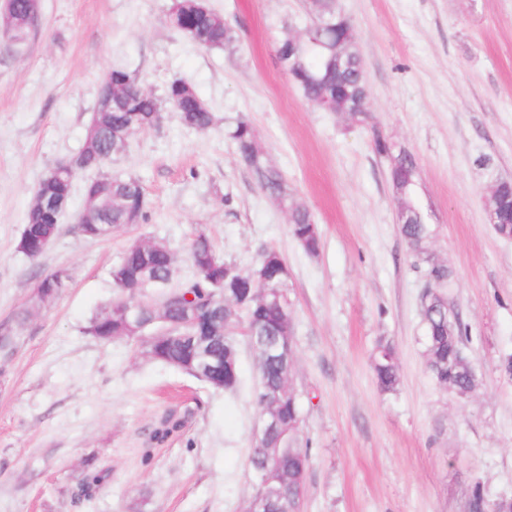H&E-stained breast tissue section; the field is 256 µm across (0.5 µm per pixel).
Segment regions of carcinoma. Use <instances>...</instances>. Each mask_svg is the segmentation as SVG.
Returning <instances> with one entry per match:
<instances>
[{
	"label": "carcinoma",
	"instance_id": "obj_1",
	"mask_svg": "<svg viewBox=\"0 0 512 512\" xmlns=\"http://www.w3.org/2000/svg\"><path fill=\"white\" fill-rule=\"evenodd\" d=\"M313 16L303 37L283 31L278 41L277 58L282 70L308 100L323 95L330 97L334 110L365 124L371 119L366 111L368 91L362 59L357 49V33L351 21L340 14L336 0H316L309 4ZM169 26L186 35L196 46L213 50L232 44L236 32L226 24L224 15L201 5L197 0H174L167 15ZM112 86L126 91L124 97H112V111L95 112L90 119L85 141L75 154L80 160L81 172L95 171L98 176L83 185L85 207L90 218L104 230H115L130 224H140L148 218V201L138 178L114 177L108 167L114 157L126 150L136 131L154 128L163 108L170 107L180 114V121L198 131L214 123L213 112L196 91L181 79L168 84L163 96L141 86L138 78L123 69L111 72ZM238 155L257 180L258 187L288 210L290 233L298 246L310 257L319 255L322 238L318 225L307 207L298 203L288 192L281 171L275 168L260 148L253 126L246 119L239 120L229 131ZM416 165L413 157L397 155L391 169L393 187L403 190L397 200L415 204L414 187ZM74 182L55 181L53 173L38 183L25 215V231L30 239L57 235L60 217L44 208L50 196H72ZM497 228L512 231V189L504 186L496 202ZM434 228L417 217L411 224L401 225V235L412 256L426 265V276L431 282L452 281V270L438 262L429 252V241ZM193 268L190 277L175 287L169 286L170 268L174 256L161 243L142 241L130 246L116 267L126 278L114 281L116 291L109 302L90 319L86 332L101 340L121 336L122 325L118 314L125 301L143 302V321L146 331L157 329L163 335L154 337L147 348L151 358L174 367L193 378H198L196 344L206 347L218 362L214 372L203 382L216 389L234 391L240 384L238 369L223 370L224 358L232 355L238 361L237 345L232 331H253L262 336H277L285 322L292 321V303L284 298L278 304L267 302L265 291L275 283L288 289V280L279 276L280 267H271L273 281L251 288H219V277L224 267L233 262L224 259L215 248L206 229L199 228L189 248ZM229 296H247L246 308L238 310L229 300H220V293ZM197 312L198 323L186 325L185 310ZM424 327V356L428 371L444 390L463 397L474 392L480 379L465 357V349L472 342L469 328L463 324L448 300L432 293L421 305ZM371 367L378 388L391 392L399 384L396 351L393 343L382 339L371 356ZM259 387L253 390L255 406H262L260 394L278 389L285 375L291 373L293 363L269 360L257 364ZM192 410L165 413L151 435V442L160 445L180 435ZM284 414L293 424L285 437L274 436L263 448H249L251 470H265L274 479L291 485L303 486L311 464L309 443L300 436L302 422L300 403L287 401ZM467 507L469 512H512V497L490 502L481 487L473 489Z\"/></svg>",
	"mask_w": 512,
	"mask_h": 512
}]
</instances>
